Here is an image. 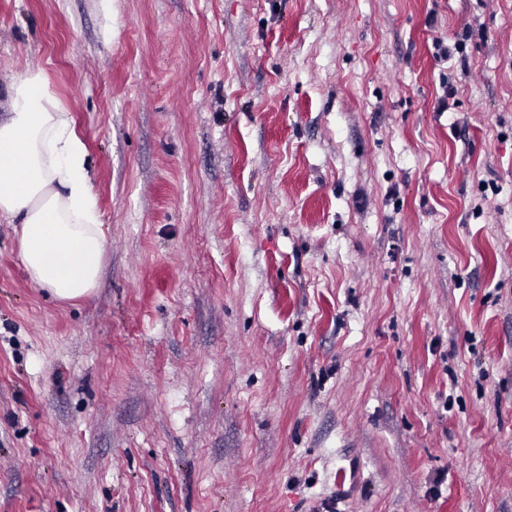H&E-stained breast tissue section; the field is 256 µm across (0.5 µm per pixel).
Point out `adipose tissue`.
<instances>
[{
  "mask_svg": "<svg viewBox=\"0 0 512 512\" xmlns=\"http://www.w3.org/2000/svg\"><path fill=\"white\" fill-rule=\"evenodd\" d=\"M0 105V217L20 227L32 282L61 300L96 287L106 240L87 145L40 65H26Z\"/></svg>",
  "mask_w": 512,
  "mask_h": 512,
  "instance_id": "ef3b65f1",
  "label": "adipose tissue"
}]
</instances>
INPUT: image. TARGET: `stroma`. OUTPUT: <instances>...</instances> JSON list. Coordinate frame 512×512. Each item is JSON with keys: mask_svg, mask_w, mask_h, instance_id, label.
Listing matches in <instances>:
<instances>
[{"mask_svg": "<svg viewBox=\"0 0 512 512\" xmlns=\"http://www.w3.org/2000/svg\"><path fill=\"white\" fill-rule=\"evenodd\" d=\"M32 59L106 254L0 218V512H512V0H0Z\"/></svg>", "mask_w": 512, "mask_h": 512, "instance_id": "35a3bbf8", "label": "stroma"}]
</instances>
